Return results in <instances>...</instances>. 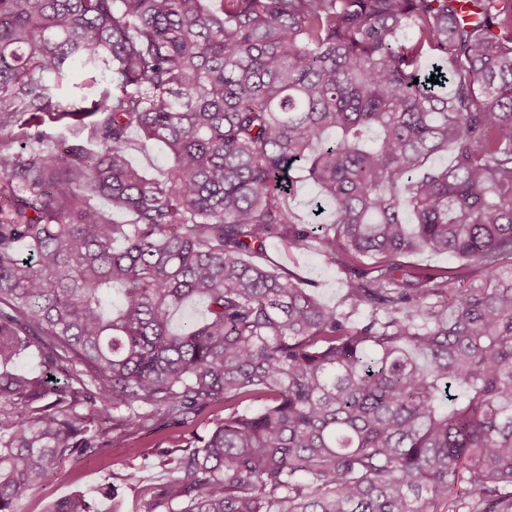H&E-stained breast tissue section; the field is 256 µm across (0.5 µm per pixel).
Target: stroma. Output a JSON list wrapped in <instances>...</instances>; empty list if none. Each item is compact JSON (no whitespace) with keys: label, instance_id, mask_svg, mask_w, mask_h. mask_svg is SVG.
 <instances>
[{"label":"stroma","instance_id":"stroma-1","mask_svg":"<svg viewBox=\"0 0 512 512\" xmlns=\"http://www.w3.org/2000/svg\"><path fill=\"white\" fill-rule=\"evenodd\" d=\"M265 258L313 285L318 297L328 305L346 309L343 275L336 267L327 265L319 254L318 242L298 250L278 239L270 240ZM182 428L171 425L153 433L131 436L125 445L108 447L82 457L66 459L56 479L48 486L35 490L20 502L19 512H44L54 499L85 495L96 512H142L145 505L144 489L166 480L165 465L169 456L185 448ZM140 469V483L126 485L124 476L129 466ZM118 487V497L103 494L104 484Z\"/></svg>","mask_w":512,"mask_h":512}]
</instances>
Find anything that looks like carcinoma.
<instances>
[{"instance_id": "1", "label": "carcinoma", "mask_w": 512, "mask_h": 512, "mask_svg": "<svg viewBox=\"0 0 512 512\" xmlns=\"http://www.w3.org/2000/svg\"><path fill=\"white\" fill-rule=\"evenodd\" d=\"M314 235L364 321L255 261ZM169 422L144 512H512V0H0V512ZM89 74L86 71L75 69L69 73L68 78L59 87L57 94L66 102H75L79 106H86L98 86H90ZM130 159L135 166L155 177H160L168 165L167 151L159 143H147L145 146H138L131 152ZM403 260L413 265L434 268H451L456 266V262L453 259L448 258V256L428 251L413 253Z\"/></svg>"}]
</instances>
